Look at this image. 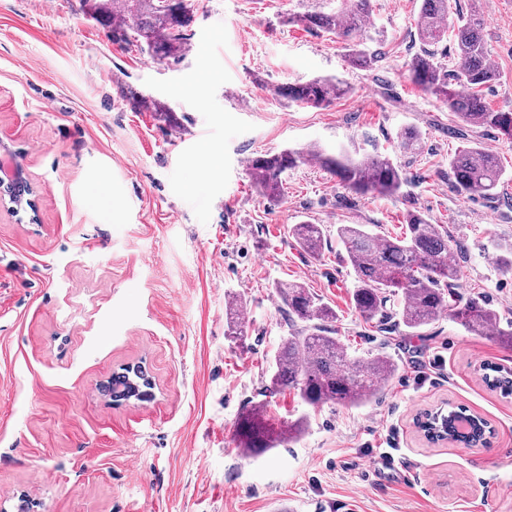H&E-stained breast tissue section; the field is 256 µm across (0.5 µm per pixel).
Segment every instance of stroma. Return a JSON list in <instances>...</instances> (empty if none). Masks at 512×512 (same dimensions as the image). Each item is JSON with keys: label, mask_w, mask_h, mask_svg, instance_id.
Instances as JSON below:
<instances>
[{"label": "stroma", "mask_w": 512, "mask_h": 512, "mask_svg": "<svg viewBox=\"0 0 512 512\" xmlns=\"http://www.w3.org/2000/svg\"><path fill=\"white\" fill-rule=\"evenodd\" d=\"M192 2L187 52L160 62L113 41L87 0H0V140L24 151L36 202L0 210V512L20 497L30 512H512V395L482 379L484 364L512 368V347L445 315L379 330L351 303L344 245L331 235L313 256L289 232L395 234L422 212L448 231L457 300L512 324V269L496 250L512 242V140L471 131L409 80L421 0H372L385 39L370 69L299 21L340 0ZM476 3L499 73L481 94L512 111V6L457 8ZM319 77L348 90L319 107L275 92ZM473 141L500 157L498 201L452 187L449 161ZM314 145L387 155L408 183L359 197L308 162L283 174L277 200L259 194L251 157ZM277 282L331 306L350 355H388L386 387L358 408L266 395L289 333ZM231 299L240 336L227 333ZM138 362L153 388L113 404L102 384ZM260 403L274 429L309 426L246 457L238 425ZM440 405L487 420V443L428 442L414 420Z\"/></svg>", "instance_id": "stroma-1"}]
</instances>
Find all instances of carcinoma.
I'll use <instances>...</instances> for the list:
<instances>
[{
    "label": "carcinoma",
    "mask_w": 512,
    "mask_h": 512,
    "mask_svg": "<svg viewBox=\"0 0 512 512\" xmlns=\"http://www.w3.org/2000/svg\"><path fill=\"white\" fill-rule=\"evenodd\" d=\"M450 10L451 0H421L416 24L420 50L407 63L409 78L419 89L445 103L465 125L495 129L511 140L512 112L494 110L481 97L482 87L497 78L483 36L482 13L457 14L453 26L456 50L451 64H446L445 55L438 52L448 32ZM91 11L95 18L158 60L179 58L187 51L184 29L194 17L191 0H106L92 4ZM371 13L372 0H344V6L334 13H308L301 21L309 28L336 34L345 42L354 65L372 67L379 53L370 50L367 42L379 38L372 36L367 27ZM462 88L466 92H460ZM346 91V84L337 78L288 83L276 89L279 96L310 106L325 105ZM311 156L356 195L394 196L406 181L402 167L381 154L353 158L343 152L328 154L316 146L251 158L248 168L256 189L269 199L277 198L281 176ZM449 166L459 196L491 202L498 199L505 171L497 155L474 143L460 150ZM291 233L300 247L312 254L320 251L326 237L320 224H295ZM336 238L343 243L356 273L351 302L363 318H391L386 305L399 296L401 306L395 315L409 329L424 328L446 312L468 332L478 336L492 332L512 346V325L500 327L491 308L475 300L449 305L448 294L440 288L443 284L453 289L457 278V268L448 262V232L424 214L408 213L405 231L399 236H382L363 224H338ZM274 288L289 324L299 321L302 327L282 339L267 392L293 389L312 406L333 402L358 407L388 384L394 373L392 360L379 354L349 357L336 336V312L331 307L301 284L278 282ZM150 386L148 373L137 366L131 376L126 371L112 376L108 390L114 398L129 399L144 396ZM304 429L305 421L300 419L288 423L284 432L274 434L259 405L240 423L241 451L248 457L257 456L282 439L299 437Z\"/></svg>",
    "instance_id": "carcinoma-1"
}]
</instances>
